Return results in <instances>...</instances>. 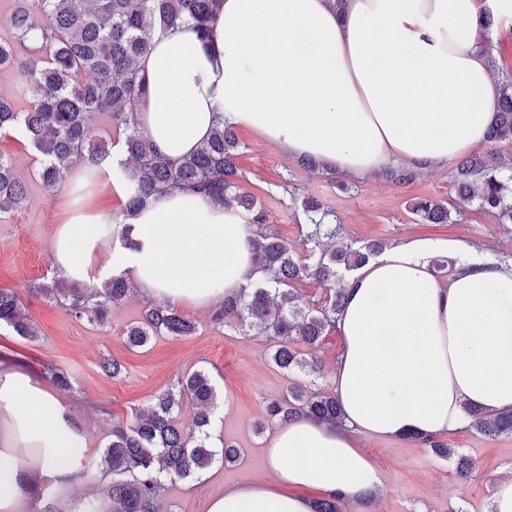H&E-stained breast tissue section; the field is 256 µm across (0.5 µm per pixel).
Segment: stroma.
<instances>
[{
	"instance_id": "obj_1",
	"label": "stroma",
	"mask_w": 512,
	"mask_h": 512,
	"mask_svg": "<svg viewBox=\"0 0 512 512\" xmlns=\"http://www.w3.org/2000/svg\"><path fill=\"white\" fill-rule=\"evenodd\" d=\"M237 135L246 145L238 160L245 175L240 190L264 205L269 232L285 240L297 257L307 255L303 201L315 198L333 212L347 242L362 246L383 240L394 245L407 237L433 241L461 237L479 255L512 258V224L500 223L495 214L479 209L477 203L462 204L460 219L454 224H425L412 214L411 204L419 197L456 201L454 166L418 171L412 183L399 185L382 171L347 177L323 168L312 170L299 156L248 128H238ZM0 153L11 157L16 173L29 188L23 209L0 214V289L18 296L39 333L31 341L9 327H1L0 358L16 360L31 371L45 360L72 372L74 391L59 392L58 397L81 421L96 455L106 443L96 421L97 407L129 418L132 408L148 405L178 376L208 369L218 391L211 437L234 442L239 459L233 464H214L198 478L171 487L163 499L162 512H207L210 496L245 481L267 482L264 450L274 428L264 422V403L282 398L296 384L330 389L339 336H328L317 350L320 374L310 377L276 367L265 337L214 325L209 311L194 308L188 314L198 322L196 334L157 336L146 347L128 348L123 331L129 322L140 318L145 307L136 290L113 308L108 328L75 321L57 303L34 295L31 286L51 277L56 232L67 224L75 207L116 217L124 195L117 183L103 185L95 179L76 201L66 191L50 192L38 177L36 152L18 135L0 136ZM108 355L125 365L122 378L112 380L101 373L100 362ZM442 440L472 459L474 469L469 479L456 476L454 461L418 443L364 440L363 448L380 469L383 481L376 500L364 512H490L495 480L512 473V435L486 438L465 428L443 435Z\"/></svg>"
}]
</instances>
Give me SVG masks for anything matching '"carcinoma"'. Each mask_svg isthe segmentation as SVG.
Wrapping results in <instances>:
<instances>
[{"mask_svg":"<svg viewBox=\"0 0 512 512\" xmlns=\"http://www.w3.org/2000/svg\"><path fill=\"white\" fill-rule=\"evenodd\" d=\"M220 0H23L7 20L11 39L0 41V69L18 73L30 96V107L22 112L11 99L0 97V133H20L41 158L43 185L60 189L64 176L77 160L94 169L110 166L111 146L91 136V124L99 112L110 111L118 140L126 202L118 223L143 208L151 197L170 190L206 194L227 208L251 215L255 262L265 276L239 295L224 298L211 314L220 326L263 334L274 342L272 362L288 373L314 375L317 361L307 359L296 345L321 346L336 331V314L345 301L346 275L357 270L386 248L383 242L356 248L336 244V225L325 223L331 211L318 200L304 201L312 230L307 234L308 261L296 258L283 240L266 231L265 207L252 195L239 192L244 178L237 165L241 143L235 129L222 121L207 140L177 160L158 155L148 135L138 128L136 108L143 88L139 62L154 38L164 36L180 24L209 31ZM39 21L32 20L33 13ZM495 120L488 141L512 146V75L501 76L494 108ZM505 164L492 154L472 156L457 167L455 191L463 202L474 199L480 206L512 223V177L501 175ZM28 201L24 181L8 158L0 154V211L21 209ZM413 213L427 224L451 220L448 203L419 198ZM310 280L329 289L324 301L307 307L299 304L296 285ZM130 284L114 274L100 284L74 281L62 272L34 285V291L64 306L67 314L100 326L110 322L112 307L125 299ZM6 325L25 338L36 339V330L19 298L0 289V326ZM196 321L176 307L154 302L142 319L126 326L123 339L130 348H143L160 335L190 336ZM41 376L57 389L71 392L74 376L53 362L42 363ZM218 395L210 373L196 369L178 377L171 386L153 396L143 409H133L131 419L115 418L107 408L98 409L97 422L108 442L101 455V496L112 504V512H160L168 487L187 481L214 464L234 463L237 449L211 442L209 427ZM196 406L195 439L185 436L178 422L181 405ZM299 416L329 422L341 419V408L332 392L302 386L289 388L283 399L267 401L265 419L281 424ZM471 428L492 438L512 434V411L486 414L470 410ZM425 445L448 459H455V474L469 477L471 461L436 438ZM349 506L336 496L316 500L315 512H348Z\"/></svg>","mask_w":512,"mask_h":512,"instance_id":"1","label":"carcinoma"}]
</instances>
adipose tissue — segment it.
Instances as JSON below:
<instances>
[{
  "label": "adipose tissue",
  "mask_w": 512,
  "mask_h": 512,
  "mask_svg": "<svg viewBox=\"0 0 512 512\" xmlns=\"http://www.w3.org/2000/svg\"><path fill=\"white\" fill-rule=\"evenodd\" d=\"M512 21V0H222L213 33L183 28L140 61L136 111L158 154L180 158L216 115L288 153L347 176L392 164L445 165L487 141L499 84L478 22ZM100 216L75 212L54 264L86 282L97 247L115 248L144 298L209 308L257 276L246 217L210 197L152 198L130 233L79 239ZM454 258L448 279L432 260ZM342 348L331 377L336 423L300 417L267 444L266 483L209 499L207 512H314V489L349 503L374 497L379 468L361 439L431 438L468 426L471 409L512 410V260L478 257L463 240L408 239L344 283ZM81 422L23 367L0 363V512H27L48 490L88 484Z\"/></svg>",
  "instance_id": "obj_1"
}]
</instances>
